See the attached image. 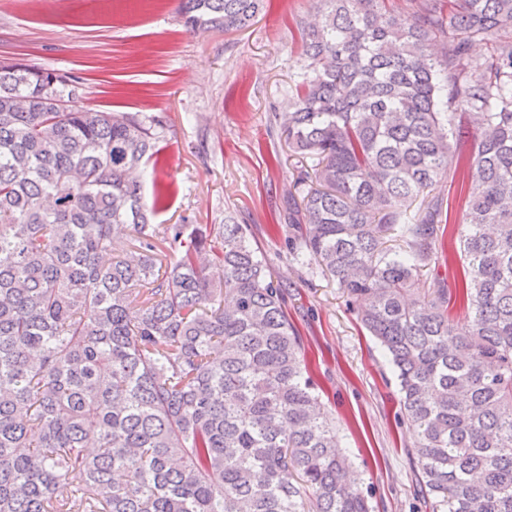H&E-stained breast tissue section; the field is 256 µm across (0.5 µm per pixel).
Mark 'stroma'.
I'll return each mask as SVG.
<instances>
[{"instance_id":"35a3bbf8","label":"stroma","mask_w":512,"mask_h":512,"mask_svg":"<svg viewBox=\"0 0 512 512\" xmlns=\"http://www.w3.org/2000/svg\"><path fill=\"white\" fill-rule=\"evenodd\" d=\"M181 0H0V62L78 78L82 108L136 115L159 137L162 224L249 228L302 338L373 512H430L395 373L335 280L293 258L283 215L301 164L274 123L305 66L316 0H268L233 31L184 26Z\"/></svg>"}]
</instances>
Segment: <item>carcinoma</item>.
I'll return each instance as SVG.
<instances>
[{
    "instance_id": "carcinoma-1",
    "label": "carcinoma",
    "mask_w": 512,
    "mask_h": 512,
    "mask_svg": "<svg viewBox=\"0 0 512 512\" xmlns=\"http://www.w3.org/2000/svg\"><path fill=\"white\" fill-rule=\"evenodd\" d=\"M265 2L183 0L182 16L240 29ZM448 2L317 0L283 116L314 161L288 228L394 366L431 509L512 512V0ZM79 97L0 66V512H370L248 225L155 223L164 192L147 205L132 174L158 137L55 111ZM452 146L459 271L420 288L443 199L396 202L442 179Z\"/></svg>"
}]
</instances>
